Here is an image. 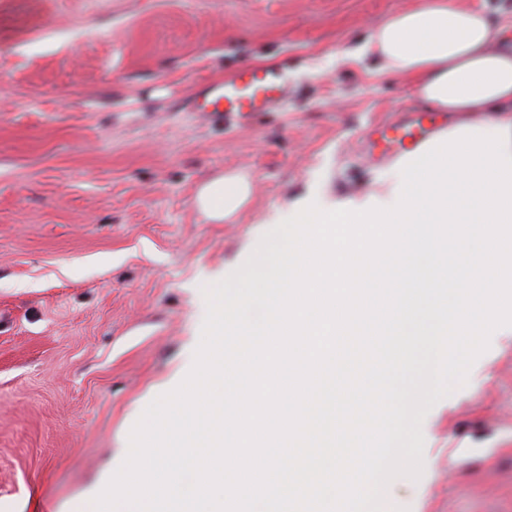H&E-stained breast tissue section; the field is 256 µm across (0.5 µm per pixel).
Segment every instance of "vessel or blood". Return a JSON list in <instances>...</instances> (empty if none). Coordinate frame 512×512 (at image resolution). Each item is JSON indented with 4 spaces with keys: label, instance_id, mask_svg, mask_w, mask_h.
I'll list each match as a JSON object with an SVG mask.
<instances>
[{
    "label": "vessel or blood",
    "instance_id": "vessel-or-blood-1",
    "mask_svg": "<svg viewBox=\"0 0 512 512\" xmlns=\"http://www.w3.org/2000/svg\"><path fill=\"white\" fill-rule=\"evenodd\" d=\"M288 86L269 70L250 67L231 78L205 84L193 98L197 112H220L235 119L243 113L273 111L286 97Z\"/></svg>",
    "mask_w": 512,
    "mask_h": 512
}]
</instances>
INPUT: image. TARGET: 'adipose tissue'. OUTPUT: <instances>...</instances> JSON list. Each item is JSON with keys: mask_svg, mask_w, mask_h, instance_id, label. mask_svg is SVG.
Listing matches in <instances>:
<instances>
[{"mask_svg": "<svg viewBox=\"0 0 512 512\" xmlns=\"http://www.w3.org/2000/svg\"><path fill=\"white\" fill-rule=\"evenodd\" d=\"M375 56L385 75L413 78L414 96L432 112L454 114V127L478 115L481 129L512 128V26L459 0H420L374 25L349 58ZM241 172L202 182L195 206L215 223L234 222L251 200Z\"/></svg>", "mask_w": 512, "mask_h": 512, "instance_id": "obj_1", "label": "adipose tissue"}]
</instances>
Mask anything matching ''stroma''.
<instances>
[{
  "instance_id": "obj_1",
  "label": "stroma",
  "mask_w": 512,
  "mask_h": 512,
  "mask_svg": "<svg viewBox=\"0 0 512 512\" xmlns=\"http://www.w3.org/2000/svg\"><path fill=\"white\" fill-rule=\"evenodd\" d=\"M412 0H0V512H67L120 466L147 405L193 365L204 285L309 191L366 192L377 129L423 116L409 79L344 59ZM246 66L288 76L276 111H190ZM230 169L236 224L193 204ZM423 473L386 512H512V326L426 415Z\"/></svg>"
}]
</instances>
